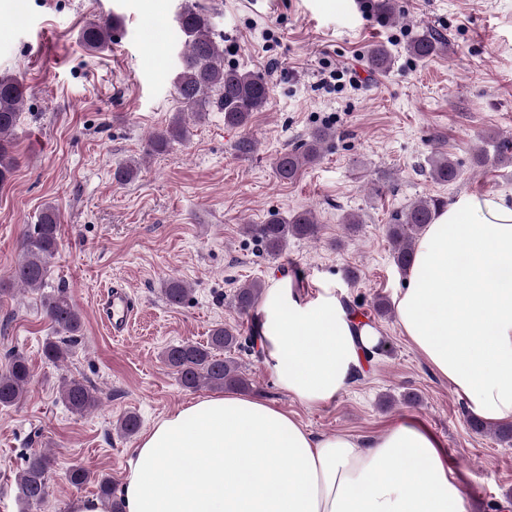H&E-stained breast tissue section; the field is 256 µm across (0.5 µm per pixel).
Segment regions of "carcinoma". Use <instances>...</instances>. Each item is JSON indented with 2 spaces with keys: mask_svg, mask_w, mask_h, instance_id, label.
<instances>
[{
  "mask_svg": "<svg viewBox=\"0 0 512 512\" xmlns=\"http://www.w3.org/2000/svg\"><path fill=\"white\" fill-rule=\"evenodd\" d=\"M177 23L185 36V48L180 55V67L175 77V91L179 110L171 123L154 134L148 143V151L160 153L174 141L184 138L187 129L186 115H199L203 106L216 105L224 111V123L231 127L247 125L255 112H260L268 101V82L259 73L224 65V49L214 40L211 32L212 16L202 9L182 10ZM112 22H91L80 33V39L89 50H102L111 41ZM440 38L423 34L407 45V52L418 60H425L438 50ZM372 69L384 72L392 65V54L383 45H376L368 52ZM27 89L16 77L0 75V185L7 183L13 175L14 156L12 135L19 114L23 110ZM330 134L317 129L301 144L279 154L273 162L278 178L293 182L301 170L317 162L328 142ZM485 140L496 144L494 154L482 149L473 154V164L484 167L498 163L512 155V141L488 135ZM430 177L437 183H453L460 177L454 160L443 151H437L429 160ZM446 202L437 197L420 198L392 216L387 225V235L392 244L395 264L405 273L413 265L418 235L433 222ZM248 233L262 241L268 253H280L288 237H312L318 232V222L311 210L298 211L284 219L276 215L264 224H249ZM59 248V215L56 208L47 205L41 212L38 223L31 225L25 233L22 254L11 270L13 282L33 290L45 287L50 275V260ZM264 284L252 281L242 285L233 294L237 309L248 314L253 311L264 293ZM191 289L178 279L163 284L162 293L171 306L183 304ZM46 316L59 332L65 336L44 345V355L53 362L66 359L72 354L77 335L81 333L83 321L80 312L60 287L41 296ZM258 331L250 336H241L237 330L218 325L211 329L204 344L183 342L171 345L163 352L164 363L175 369L182 386L195 389L207 386L211 389H245L248 382L240 365L231 353L257 347ZM32 373L25 355L13 351L8 355L7 369L0 373V408L18 405L24 400ZM61 401L71 412L82 414L98 405L93 389L84 382L71 379L62 383ZM52 461L41 452L25 456L23 467L17 475L21 498L30 507L43 505L49 495L48 473ZM93 477L83 466L68 470L67 480L71 486L80 488Z\"/></svg>",
  "mask_w": 512,
  "mask_h": 512,
  "instance_id": "obj_1",
  "label": "carcinoma"
}]
</instances>
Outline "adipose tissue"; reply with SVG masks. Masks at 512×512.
I'll return each mask as SVG.
<instances>
[{"instance_id":"adipose-tissue-1","label":"adipose tissue","mask_w":512,"mask_h":512,"mask_svg":"<svg viewBox=\"0 0 512 512\" xmlns=\"http://www.w3.org/2000/svg\"><path fill=\"white\" fill-rule=\"evenodd\" d=\"M405 336L468 410L512 423V198L463 193L421 236L396 301ZM279 388L323 406L379 337L328 288L272 281L255 313ZM125 512H465L436 436L405 416L382 433L315 435L274 404L235 393L193 400L142 437Z\"/></svg>"}]
</instances>
